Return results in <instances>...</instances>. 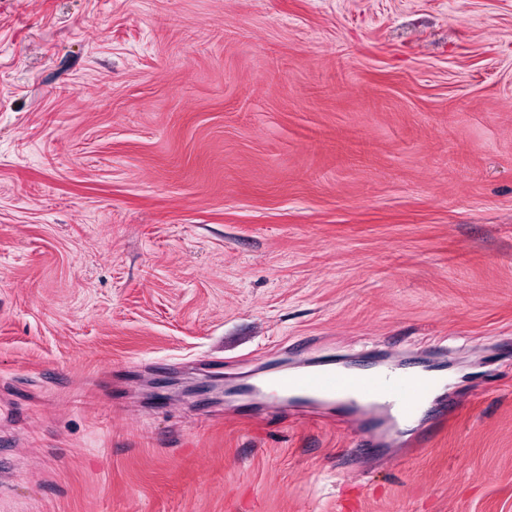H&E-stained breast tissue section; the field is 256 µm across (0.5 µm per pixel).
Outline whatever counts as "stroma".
<instances>
[{
  "mask_svg": "<svg viewBox=\"0 0 512 512\" xmlns=\"http://www.w3.org/2000/svg\"><path fill=\"white\" fill-rule=\"evenodd\" d=\"M431 368L353 469L267 367ZM512 512V0H0V512Z\"/></svg>",
  "mask_w": 512,
  "mask_h": 512,
  "instance_id": "stroma-1",
  "label": "stroma"
}]
</instances>
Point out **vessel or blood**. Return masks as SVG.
<instances>
[{"mask_svg":"<svg viewBox=\"0 0 512 512\" xmlns=\"http://www.w3.org/2000/svg\"><path fill=\"white\" fill-rule=\"evenodd\" d=\"M438 382L429 372L400 370L391 364L381 370H284L265 379L261 394L274 412L283 409L291 398L306 399L304 412L308 415L316 414L319 404L343 403L355 425L375 421V430L360 434L359 439L381 447L391 441L397 422L414 417Z\"/></svg>","mask_w":512,"mask_h":512,"instance_id":"1","label":"vessel or blood"}]
</instances>
